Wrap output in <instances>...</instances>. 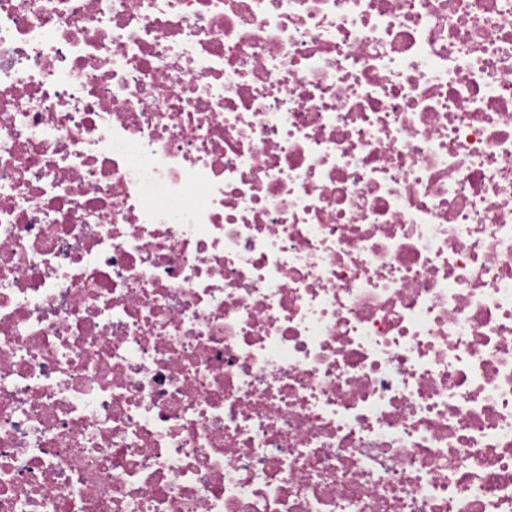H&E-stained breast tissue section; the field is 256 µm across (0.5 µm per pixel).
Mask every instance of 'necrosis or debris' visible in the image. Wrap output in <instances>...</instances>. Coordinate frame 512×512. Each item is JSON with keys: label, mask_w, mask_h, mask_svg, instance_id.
I'll list each match as a JSON object with an SVG mask.
<instances>
[{"label": "necrosis or debris", "mask_w": 512, "mask_h": 512, "mask_svg": "<svg viewBox=\"0 0 512 512\" xmlns=\"http://www.w3.org/2000/svg\"><path fill=\"white\" fill-rule=\"evenodd\" d=\"M0 512H512V0H0Z\"/></svg>", "instance_id": "necrosis-or-debris-1"}]
</instances>
